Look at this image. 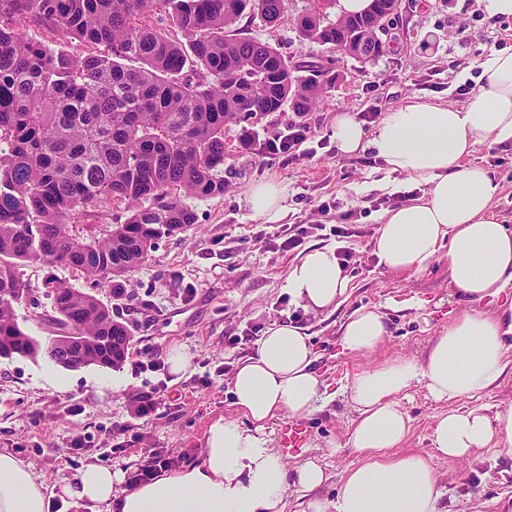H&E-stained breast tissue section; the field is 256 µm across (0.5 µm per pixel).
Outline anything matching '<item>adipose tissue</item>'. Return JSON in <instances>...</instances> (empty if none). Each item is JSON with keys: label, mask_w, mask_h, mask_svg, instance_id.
Masks as SVG:
<instances>
[{"label": "adipose tissue", "mask_w": 512, "mask_h": 512, "mask_svg": "<svg viewBox=\"0 0 512 512\" xmlns=\"http://www.w3.org/2000/svg\"><path fill=\"white\" fill-rule=\"evenodd\" d=\"M480 67L486 84L465 106L411 96L373 133L346 112L331 126L342 153L372 149L386 172L404 176V183H386L390 194L408 185L423 190L381 214L373 242L380 263L393 273L418 272L447 249L449 283L471 305L423 358L388 359L348 379L344 393L357 412L349 444L358 461L335 501L316 495L328 480L320 464H288L262 433L280 414H311L323 394L307 327L275 323L231 378L245 422L213 420L198 462L131 488L123 487L119 472L91 463L49 487L30 464L0 453V512H48L54 496L79 512H284L292 487L308 494L306 512H439L442 491L429 460L402 450L409 419L400 399L419 385L438 401L470 398L491 389L512 365V302L494 314L479 309L512 282V229L491 212L498 191L493 175L462 162L475 138L512 141V51L493 52ZM246 200L264 222L286 216L277 180L252 184ZM286 286L305 310L318 313L335 310L349 277L335 246L316 245L291 266ZM388 334L384 315L362 308L343 323L341 345L349 355L367 357ZM430 443L451 460L511 449L512 406L492 415L481 408L448 411L432 426Z\"/></svg>", "instance_id": "obj_1"}]
</instances>
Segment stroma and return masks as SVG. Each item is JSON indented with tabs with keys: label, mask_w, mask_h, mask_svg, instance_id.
Instances as JSON below:
<instances>
[{
	"label": "stroma",
	"mask_w": 512,
	"mask_h": 512,
	"mask_svg": "<svg viewBox=\"0 0 512 512\" xmlns=\"http://www.w3.org/2000/svg\"><path fill=\"white\" fill-rule=\"evenodd\" d=\"M315 0H288L285 20L275 26L253 23L251 34L270 42L295 61L334 62L340 76L305 120L313 137L312 157L280 163L264 156L261 146L295 115L284 110L256 128L252 146L240 143L239 125H228L224 195L191 200L195 224L159 241L149 260L122 283L121 296L71 267L42 261L21 266L31 291L16 305V318L30 336L46 341L53 334L54 309L46 284L57 281L95 295L113 306L132 333L130 360L118 368L91 365L66 369L40 356L0 358V453L30 463L40 481L53 484L89 463H106L125 483L152 458L173 471L198 461L204 433L220 416L240 419L233 404L230 377L236 364L254 351L256 341L275 322L297 319L311 334L316 365L325 381L326 400L302 419L307 439L300 456L316 458L329 479L317 492L332 500L356 455L347 441L356 417L342 392L349 376L397 357L423 356L447 329L465 303L448 286L446 252L423 271L393 273L373 254L379 228L375 201H410L411 193L388 195L381 183L386 172L372 151L341 153L330 137L337 114L385 115L402 99L438 98L462 106L465 89L480 90L478 64L488 54L512 49V19L490 20L477 0H405L403 21L394 32L391 51L364 65L317 43L300 42L293 18ZM465 164L479 165L494 176L498 191L492 213L512 228V144L477 140ZM274 178L284 187L285 224H334L337 213L363 209L359 236L347 239L359 265L346 298L336 312L315 314L289 301L288 271L299 251L273 249L259 242L276 225L255 217L246 201L253 183ZM337 205L324 214L323 204ZM359 308L381 311L389 335L373 355L357 358L343 352L340 327ZM237 345H230V338ZM179 347L189 358L183 377L168 367L133 369L138 355ZM159 390L163 401L148 414L134 412L129 396ZM512 404V373L492 389L472 398L434 400L424 387H413L401 405L409 418L403 449L429 456L443 491V512H512V455L499 448L482 451L471 461L435 455L430 429L437 417L453 409L480 407L487 412ZM88 445L74 454L71 442ZM297 456V457H300ZM297 457L288 456V463Z\"/></svg>",
	"instance_id": "1"
}]
</instances>
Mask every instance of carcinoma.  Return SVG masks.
Here are the masks:
<instances>
[{
	"label": "carcinoma",
	"instance_id": "cac0c4a2",
	"mask_svg": "<svg viewBox=\"0 0 512 512\" xmlns=\"http://www.w3.org/2000/svg\"><path fill=\"white\" fill-rule=\"evenodd\" d=\"M287 0H0V357L47 355L67 369L122 365L131 333L96 296L55 282L46 291L68 327L41 345L18 324L14 305L29 294L19 267H73L118 295L120 279L163 238L195 224L188 199L224 194V127L282 111L310 112L336 83L304 75L313 63L285 59L244 32V16L274 25ZM164 16L182 39L149 22ZM380 14L294 20L301 42L331 49L336 28L364 24L352 59L371 64L389 50L373 24ZM54 30L63 42L94 45L82 58L25 32ZM109 201L127 213L103 236H78L71 219ZM124 342L112 354V337Z\"/></svg>",
	"mask_w": 512,
	"mask_h": 512
}]
</instances>
